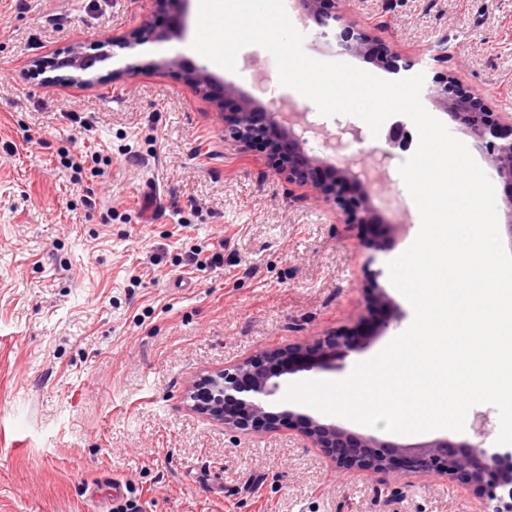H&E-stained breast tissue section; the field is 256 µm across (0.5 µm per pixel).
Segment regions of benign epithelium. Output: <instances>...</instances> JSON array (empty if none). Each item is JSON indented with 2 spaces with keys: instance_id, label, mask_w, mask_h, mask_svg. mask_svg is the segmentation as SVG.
Here are the masks:
<instances>
[{
  "instance_id": "obj_1",
  "label": "benign epithelium",
  "mask_w": 512,
  "mask_h": 512,
  "mask_svg": "<svg viewBox=\"0 0 512 512\" xmlns=\"http://www.w3.org/2000/svg\"><path fill=\"white\" fill-rule=\"evenodd\" d=\"M297 4L305 18L322 28L329 27L332 20L338 23L334 38L343 51L356 56L371 55L380 68L395 76L415 66V62L400 55L375 30L336 13V0H297ZM423 93L485 150L491 169L508 187L504 227L512 244V113L498 112L474 94L466 98L459 96L457 79L452 75L425 78ZM257 112L259 105L242 96L235 120L225 125L229 137L242 149L252 145L255 135L252 116ZM265 117L267 133L288 142L290 160L286 165L271 161L275 171L300 188H319L325 196H334L347 224H368L375 219L372 190L359 181L355 163L332 165L333 182L329 185L317 182L313 173L327 166L328 157L309 153L306 130H296L295 113L267 112ZM277 359L276 354L264 353L232 369L212 372L187 393V399L195 411L224 421L228 428L260 431L269 422L267 408L280 391V378L290 373V367L276 366ZM288 426L299 430L314 447L335 455L337 464L343 468L398 472L397 457L404 455L418 471L438 470L462 480L482 498V512H512V484L492 486L487 480L492 472L512 468V450L485 448L481 444L452 442L446 438L405 445L356 435L336 422L324 423L291 410L288 411Z\"/></svg>"
}]
</instances>
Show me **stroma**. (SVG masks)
Masks as SVG:
<instances>
[{"label":"stroma","mask_w":512,"mask_h":512,"mask_svg":"<svg viewBox=\"0 0 512 512\" xmlns=\"http://www.w3.org/2000/svg\"><path fill=\"white\" fill-rule=\"evenodd\" d=\"M379 28L419 69L512 113V0H337ZM167 0H0V512H108L112 484L143 512H481L442 474L344 471L282 417L226 430L190 409L201 376L264 351L328 346L322 367L283 386L340 380L402 333L413 310L388 276L387 305L365 288L417 235L420 214L399 174L408 151L351 115L298 109L318 136L341 137L338 161L381 177L374 223L347 224L320 194L300 196L224 137V111L195 88L210 67L191 47L196 9L157 42ZM303 49L372 74L309 23ZM92 59L72 83L75 52ZM169 58L128 76L125 65ZM270 54L248 45L222 83L280 108L289 91L257 90ZM99 154L95 171L70 168ZM212 257L207 268L192 254ZM352 349H332L336 337ZM495 406L468 413L451 440L491 448Z\"/></svg>","instance_id":"obj_1"}]
</instances>
